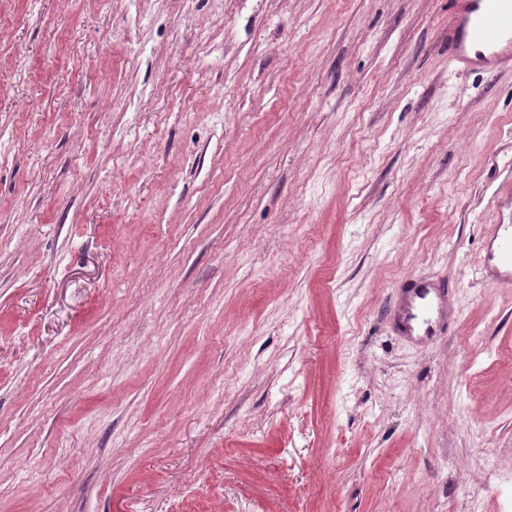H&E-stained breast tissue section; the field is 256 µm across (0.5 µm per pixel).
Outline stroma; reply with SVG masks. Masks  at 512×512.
Masks as SVG:
<instances>
[{
    "label": "stroma",
    "mask_w": 512,
    "mask_h": 512,
    "mask_svg": "<svg viewBox=\"0 0 512 512\" xmlns=\"http://www.w3.org/2000/svg\"><path fill=\"white\" fill-rule=\"evenodd\" d=\"M508 188L448 0H0V512H512ZM493 262L497 263L493 265ZM494 266L499 283L507 288L512 286V224H496L489 239L486 256L478 268L481 277ZM448 288L446 282L425 277L403 279L395 290L393 317L399 330L420 341H431L440 335L448 321Z\"/></svg>",
    "instance_id": "1"
}]
</instances>
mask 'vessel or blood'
<instances>
[{
	"instance_id": "1",
	"label": "vessel or blood",
	"mask_w": 512,
	"mask_h": 512,
	"mask_svg": "<svg viewBox=\"0 0 512 512\" xmlns=\"http://www.w3.org/2000/svg\"><path fill=\"white\" fill-rule=\"evenodd\" d=\"M448 62L454 70L497 75L512 71V0H448ZM495 271L512 286V224L496 225L480 275ZM448 283L403 279L395 290L393 317L399 330L420 341L438 336L448 319Z\"/></svg>"
}]
</instances>
